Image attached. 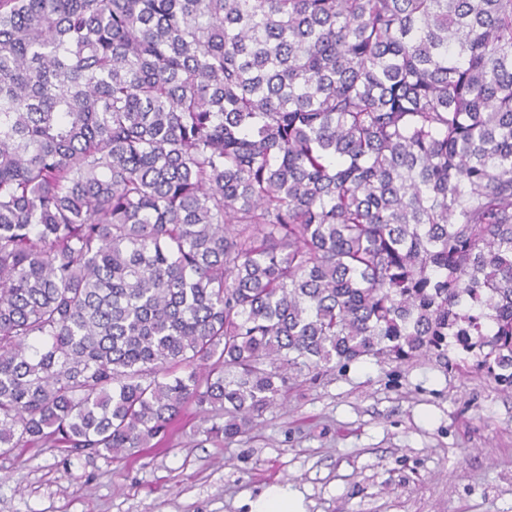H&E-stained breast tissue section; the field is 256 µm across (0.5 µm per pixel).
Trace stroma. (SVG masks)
I'll use <instances>...</instances> for the list:
<instances>
[{
    "label": "stroma",
    "instance_id": "stroma-1",
    "mask_svg": "<svg viewBox=\"0 0 512 512\" xmlns=\"http://www.w3.org/2000/svg\"><path fill=\"white\" fill-rule=\"evenodd\" d=\"M200 419L119 461L0 456V512H248L273 484L306 512H512V394L436 361L324 373L220 444Z\"/></svg>",
    "mask_w": 512,
    "mask_h": 512
}]
</instances>
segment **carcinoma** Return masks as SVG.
Here are the masks:
<instances>
[{
  "instance_id": "1",
  "label": "carcinoma",
  "mask_w": 512,
  "mask_h": 512,
  "mask_svg": "<svg viewBox=\"0 0 512 512\" xmlns=\"http://www.w3.org/2000/svg\"><path fill=\"white\" fill-rule=\"evenodd\" d=\"M452 349L512 391V0H0V455Z\"/></svg>"
}]
</instances>
